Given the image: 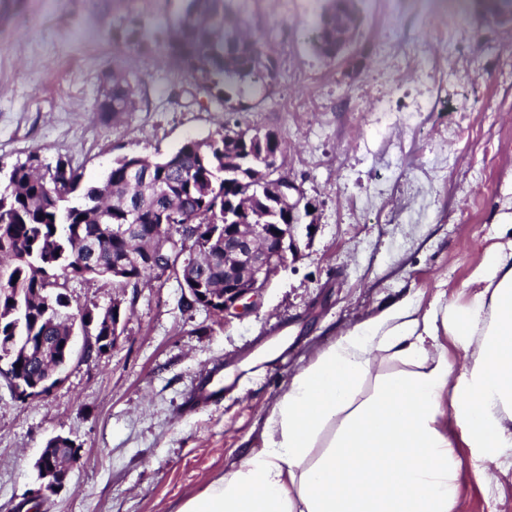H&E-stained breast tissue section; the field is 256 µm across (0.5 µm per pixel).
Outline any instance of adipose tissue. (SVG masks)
<instances>
[{
	"instance_id": "adipose-tissue-1",
	"label": "adipose tissue",
	"mask_w": 512,
	"mask_h": 512,
	"mask_svg": "<svg viewBox=\"0 0 512 512\" xmlns=\"http://www.w3.org/2000/svg\"><path fill=\"white\" fill-rule=\"evenodd\" d=\"M501 232L470 306L403 300L349 330L291 378L260 447L179 512H452L445 406L472 447H512V223ZM442 332L471 351L459 377Z\"/></svg>"
}]
</instances>
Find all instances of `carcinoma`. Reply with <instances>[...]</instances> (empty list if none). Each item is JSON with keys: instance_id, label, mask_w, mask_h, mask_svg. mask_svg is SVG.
I'll list each match as a JSON object with an SVG mask.
<instances>
[{"instance_id": "cac0c4a2", "label": "carcinoma", "mask_w": 512, "mask_h": 512, "mask_svg": "<svg viewBox=\"0 0 512 512\" xmlns=\"http://www.w3.org/2000/svg\"><path fill=\"white\" fill-rule=\"evenodd\" d=\"M238 0H187L186 8L169 31V41L180 64L190 72L200 89L211 94L223 87L264 88L274 76L273 62L264 59L258 42L244 34ZM355 0H329L320 17L312 46L319 55L336 57V34L358 22ZM133 106L130 81L119 68L112 69V85L99 100L103 114L127 112ZM151 168L148 181L133 179L126 167L133 161ZM249 194L251 212L231 211L237 194ZM270 194L258 181L236 176L224 165V137L206 142L189 140L161 160L147 157L117 158L106 179L98 186L82 185V174L58 161L40 172L25 163L11 170L8 184L0 188V355L20 344L44 336L49 354H62L71 325L68 306L59 295L49 293L58 273L88 276L83 243L101 242L99 273L110 269L112 258L124 255L130 241L115 235L117 224H137L144 244L158 255L170 258L172 247L184 234L193 236L190 249L202 262L183 270L204 283L210 299L202 308L224 311V224H250L258 209L266 222L279 224L282 213L270 208ZM164 226L165 238L153 240L156 227ZM63 254L52 261L48 246ZM155 266L131 263L130 279L122 287L137 289L144 273ZM13 377L24 382L41 379L37 360H8Z\"/></svg>"}]
</instances>
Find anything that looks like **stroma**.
I'll return each instance as SVG.
<instances>
[{"mask_svg":"<svg viewBox=\"0 0 512 512\" xmlns=\"http://www.w3.org/2000/svg\"><path fill=\"white\" fill-rule=\"evenodd\" d=\"M361 25L336 58L312 37L325 0H247L243 17L277 62L261 94H205L168 45L184 0H0V176L67 161L86 184L122 155L162 157L225 129L278 133L282 171L312 207L298 252L244 316L186 303L174 272L136 290L68 278L71 311L122 302L121 338L75 353L28 402L0 379V512H32L48 440L79 447L39 512H178L258 447L292 376L328 343L404 298L459 308L498 226L512 219V23L441 0H356ZM138 42L112 34L128 18ZM135 104L96 112L114 67ZM220 367L224 397L192 403ZM453 512H512V457L451 430Z\"/></svg>","mask_w":512,"mask_h":512,"instance_id":"obj_1","label":"stroma"}]
</instances>
